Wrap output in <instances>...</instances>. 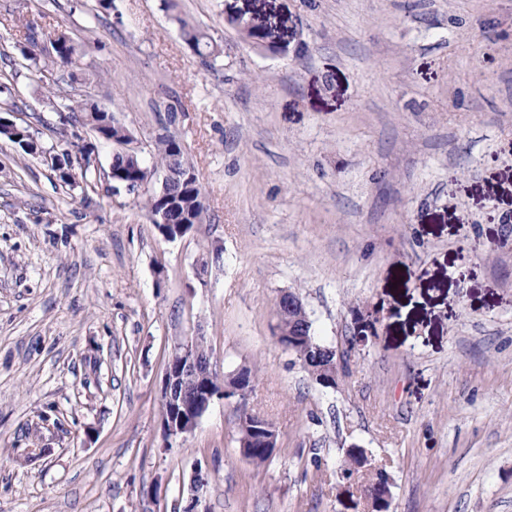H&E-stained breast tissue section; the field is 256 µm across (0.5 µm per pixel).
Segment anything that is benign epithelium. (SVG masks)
Listing matches in <instances>:
<instances>
[{
  "label": "benign epithelium",
  "mask_w": 512,
  "mask_h": 512,
  "mask_svg": "<svg viewBox=\"0 0 512 512\" xmlns=\"http://www.w3.org/2000/svg\"><path fill=\"white\" fill-rule=\"evenodd\" d=\"M158 191L163 197L165 207L150 214V221L162 237L167 241H175L194 232L195 228L188 221L174 224L169 219L170 212L176 210L180 203V195L171 188L167 178H162ZM276 317L275 335L280 345L293 354L299 363L316 365V373L312 375V379L318 384L324 387L336 386L342 370V357L336 349L315 345L313 351L304 353L294 348L299 339L313 335L312 322L298 294L292 291L280 293ZM197 342L198 339L194 338L182 344L172 352L166 365L160 401L179 408L177 417L170 420L165 429L168 436L192 433L214 397H243L253 388V379L247 368L241 367L229 378L223 389L215 390L211 384L214 374L211 357L200 356L196 349ZM239 423L243 430L253 433L250 438L252 445L268 452L277 447L278 434L270 421L244 413L240 416ZM389 485L390 481L387 480L381 484L365 486L364 497L368 512H389L391 496L385 491V487Z\"/></svg>",
  "instance_id": "1"
}]
</instances>
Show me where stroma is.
I'll use <instances>...</instances> for the list:
<instances>
[{"label": "stroma", "instance_id": "35a3bbf8", "mask_svg": "<svg viewBox=\"0 0 512 512\" xmlns=\"http://www.w3.org/2000/svg\"><path fill=\"white\" fill-rule=\"evenodd\" d=\"M176 3L0 0V111L77 172L67 94L112 111L145 166L176 134L207 207L170 242L141 196L62 184L0 138V512H173L198 469V512H364L380 470L390 512H512V0ZM181 17L219 54L192 52ZM29 21L43 57L69 33L72 63L32 70ZM284 290L345 352L336 386L277 343ZM194 336L255 387L168 437V355ZM245 411L278 432L260 467ZM349 448L368 457L355 487Z\"/></svg>", "mask_w": 512, "mask_h": 512}]
</instances>
